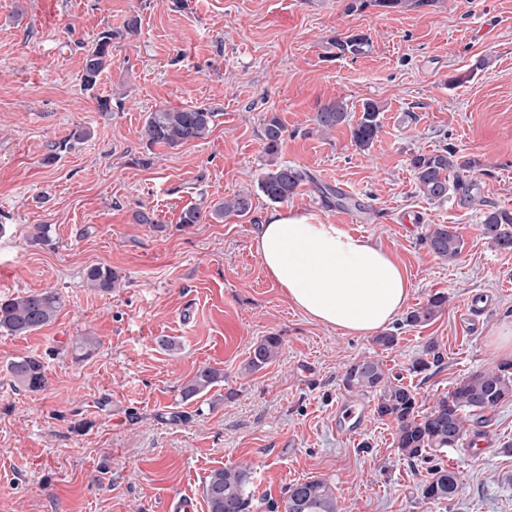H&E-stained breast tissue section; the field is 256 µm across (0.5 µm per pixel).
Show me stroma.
I'll return each mask as SVG.
<instances>
[{"mask_svg":"<svg viewBox=\"0 0 512 512\" xmlns=\"http://www.w3.org/2000/svg\"><path fill=\"white\" fill-rule=\"evenodd\" d=\"M347 2L0 0V298L54 290L64 301L40 330L0 333V512H165L170 492L202 498L204 479L229 465L251 473L250 512H271L287 487L312 478L334 487L340 512H512V397L472 426L490 448L445 454L464 490L433 504L422 497L426 464L398 450L376 395L342 384L350 363L377 359L425 414L502 360L491 339L512 321V251L494 248L480 225L484 208L512 210V0L353 13ZM133 14L139 33L113 40L111 66L85 89V48ZM347 32L367 34L370 51L337 56L332 42ZM101 97L113 99L111 111H100ZM335 100L355 118L378 103L369 151L356 149L348 125L317 132L316 112ZM188 106L216 112L209 135L146 150L147 114ZM272 114L285 128L281 160L315 178L288 209L391 251L411 280L409 307L446 296L427 325H386L395 346L313 322L266 276L252 240L277 209L254 191ZM77 128L87 138L47 162ZM446 147L476 160L481 205L419 193L411 155ZM321 184L348 206L326 204ZM247 189V216L180 221L187 208ZM143 209L155 223H136ZM36 224L53 226L52 245L32 242ZM435 224L461 238L458 259L424 246ZM92 265L112 268L117 288L85 287ZM468 300L478 305L472 329L458 319ZM82 336L96 338L91 354L75 351ZM266 336L280 337L279 357L247 372ZM163 338L178 351L162 349ZM430 342L441 362L413 372ZM22 356L43 362L44 390L14 388L7 366ZM202 366L220 382L182 400V383ZM347 400L369 408L353 435L336 429Z\"/></svg>","mask_w":512,"mask_h":512,"instance_id":"1","label":"stroma"}]
</instances>
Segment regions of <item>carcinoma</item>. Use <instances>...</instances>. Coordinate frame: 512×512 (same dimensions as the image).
<instances>
[{"label":"carcinoma","instance_id":"carcinoma-1","mask_svg":"<svg viewBox=\"0 0 512 512\" xmlns=\"http://www.w3.org/2000/svg\"><path fill=\"white\" fill-rule=\"evenodd\" d=\"M434 0H348L346 10L361 11L368 6L399 9L404 6L420 8ZM141 18L130 15L117 32L104 29L97 33L83 55L82 79L86 88L92 89L100 75L112 65V40L117 35L132 36L138 33ZM332 45L339 56L358 57L370 48L365 34L351 33L336 38ZM381 109L377 103L366 101L361 115L350 123V113L342 101L323 105L315 114L317 128L333 131L337 126L349 125L353 145L368 150L380 131ZM216 112L206 107H165L154 110L145 118L139 139L150 151L156 146L170 149L206 138L214 125ZM285 128L275 115L265 119L262 140L266 155L265 171L257 180V191L272 203H285L298 194L299 188L313 182L307 171L278 160L284 141ZM419 192L430 201L443 202L457 196L471 205H483L477 184L467 176L476 167V161L457 154L455 149L432 153L414 154L410 158ZM252 193H238L220 200L203 210L186 209L181 216L183 224H198L209 217L221 223L228 216L244 217L252 209ZM480 230L490 244L499 250H512V211L493 208L483 212ZM424 245L437 258L453 261L462 251L460 238L451 227L436 225L424 238ZM117 276L112 268L91 265L86 268L83 283L99 291L108 292L116 287ZM446 297L436 294L421 307L406 313L404 325L423 326L433 321L443 310ZM62 298L56 291L27 292L0 299V333L10 336H27L49 324L61 308ZM281 340L277 336L261 339L247 361L249 371H258L278 356ZM432 360H427V357ZM441 354L435 344L426 346L424 354L411 365L415 372H423L430 362H439ZM15 387L36 392L45 389L47 378L44 364L33 356L12 361L8 366ZM220 381V373L211 367H202L182 386L186 400L209 391ZM343 385L351 393L374 392L378 394L376 412L381 418L396 422V445L410 458L429 463L438 461L430 469V477L422 489V496L429 503L450 501L461 489L458 472L439 463L448 449L464 445L469 422L477 420L495 409L512 395V363L501 362L495 367L473 373L461 379L456 387L440 398L434 408L421 415L417 410L416 393L403 384L393 382L378 360L365 358L351 363L343 374ZM250 472L244 466H229L211 471L203 483V495L208 512H249L251 504ZM284 512H338L335 489L322 479H310L288 487L284 499Z\"/></svg>","mask_w":512,"mask_h":512}]
</instances>
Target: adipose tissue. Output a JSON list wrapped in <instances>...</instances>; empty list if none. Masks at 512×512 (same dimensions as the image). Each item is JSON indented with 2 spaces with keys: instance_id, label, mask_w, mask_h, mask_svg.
<instances>
[{
  "instance_id": "adipose-tissue-1",
  "label": "adipose tissue",
  "mask_w": 512,
  "mask_h": 512,
  "mask_svg": "<svg viewBox=\"0 0 512 512\" xmlns=\"http://www.w3.org/2000/svg\"><path fill=\"white\" fill-rule=\"evenodd\" d=\"M253 248L294 306L347 334L366 336L382 329L410 296L407 272L392 253L307 214L270 213Z\"/></svg>"
}]
</instances>
